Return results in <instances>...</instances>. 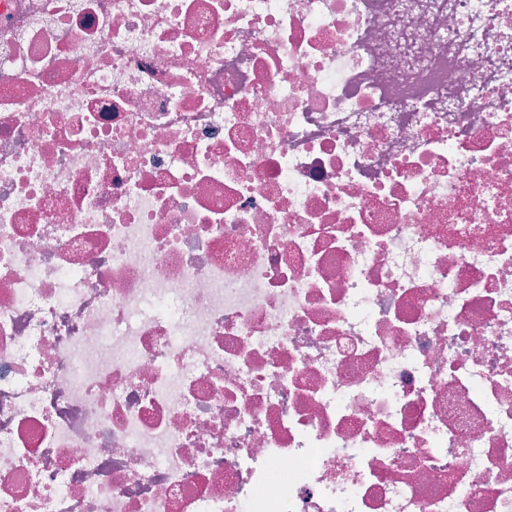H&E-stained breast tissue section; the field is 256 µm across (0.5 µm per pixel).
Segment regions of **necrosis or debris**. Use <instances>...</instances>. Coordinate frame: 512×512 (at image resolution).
I'll return each mask as SVG.
<instances>
[{"label": "necrosis or debris", "mask_w": 512, "mask_h": 512, "mask_svg": "<svg viewBox=\"0 0 512 512\" xmlns=\"http://www.w3.org/2000/svg\"><path fill=\"white\" fill-rule=\"evenodd\" d=\"M0 512H512V0H0Z\"/></svg>", "instance_id": "4bbe7bcc"}]
</instances>
